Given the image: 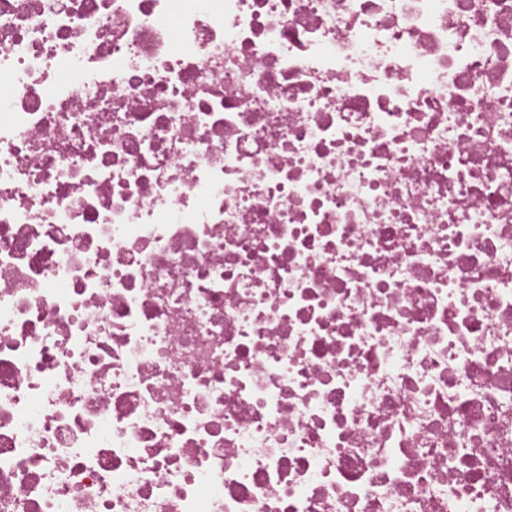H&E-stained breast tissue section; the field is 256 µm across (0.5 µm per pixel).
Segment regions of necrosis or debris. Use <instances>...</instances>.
Here are the masks:
<instances>
[{"label": "necrosis or debris", "instance_id": "obj_1", "mask_svg": "<svg viewBox=\"0 0 512 512\" xmlns=\"http://www.w3.org/2000/svg\"><path fill=\"white\" fill-rule=\"evenodd\" d=\"M0 512H512V0H0Z\"/></svg>", "mask_w": 512, "mask_h": 512}]
</instances>
